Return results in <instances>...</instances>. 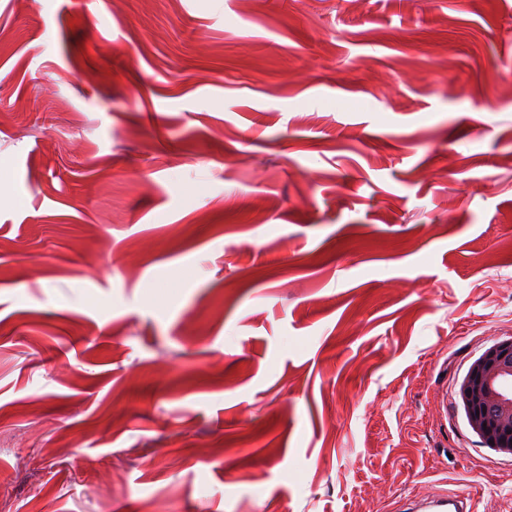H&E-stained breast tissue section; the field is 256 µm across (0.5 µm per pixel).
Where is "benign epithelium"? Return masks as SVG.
Here are the masks:
<instances>
[{"label": "benign epithelium", "instance_id": "obj_1", "mask_svg": "<svg viewBox=\"0 0 512 512\" xmlns=\"http://www.w3.org/2000/svg\"><path fill=\"white\" fill-rule=\"evenodd\" d=\"M512 339L486 349L468 368L459 396L486 448L512 456Z\"/></svg>", "mask_w": 512, "mask_h": 512}]
</instances>
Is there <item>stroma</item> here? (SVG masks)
Masks as SVG:
<instances>
[{
	"label": "stroma",
	"mask_w": 512,
	"mask_h": 512,
	"mask_svg": "<svg viewBox=\"0 0 512 512\" xmlns=\"http://www.w3.org/2000/svg\"><path fill=\"white\" fill-rule=\"evenodd\" d=\"M512 0H0V504L512 512ZM459 396L484 447L512 456V338L495 343L471 363ZM460 504L461 508H458L454 503ZM448 505H452L453 508L448 509ZM411 512H471V502L469 497L465 495H444L439 497H434L425 503H422L421 506L409 509Z\"/></svg>",
	"instance_id": "stroma-1"
}]
</instances>
